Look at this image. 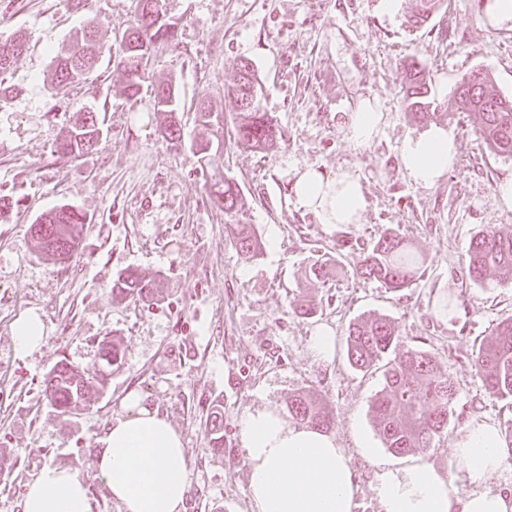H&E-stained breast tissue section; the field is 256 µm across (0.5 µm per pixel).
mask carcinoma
<instances>
[{"mask_svg":"<svg viewBox=\"0 0 512 512\" xmlns=\"http://www.w3.org/2000/svg\"><path fill=\"white\" fill-rule=\"evenodd\" d=\"M162 0H138V17L134 25L123 33L118 66L124 75V90L130 99L137 98L152 50L175 39L172 23L165 17ZM410 20L415 25L426 23L436 10L438 0H415ZM21 38L0 45V83L14 60L24 50ZM100 52L93 43V35L85 32L76 36L69 47L54 57L52 84L56 93L86 78L99 61ZM236 82L224 90L233 112V126L237 143L251 149H265L277 145L281 131L267 112L261 111L257 101V80L248 61L237 65ZM408 115L416 123L432 120L430 102L426 101L428 83L426 68L416 60L405 72ZM448 102L459 112H472L479 118L476 132L493 152L512 156V98L501 95L488 73L472 69L455 83ZM154 109L165 114L164 134L172 143L181 142L177 108L154 99ZM102 132L96 113L79 108L73 122L64 128L58 138L57 152L64 157L81 155L93 150L96 136ZM238 184L224 179V186L212 194V203L224 211L232 242L245 255L256 257L262 242L253 225L239 216ZM83 217L72 208L57 207L32 225V235L40 252L54 261L69 259L78 247L76 226ZM427 268V255L413 249L398 233L379 238L367 251L356 275L396 291L407 288L420 279ZM466 269L470 280L483 287L494 288L498 276L512 274V232L489 229L471 241L466 254ZM112 301L122 302L130 296L150 301L155 295V283L135 270L125 269L112 283ZM349 362L361 371H369L400 344L395 323L385 317L352 323L347 330ZM102 377L118 361L119 348L113 342H100ZM475 367L489 393L500 400L512 401V319L500 322L493 336L480 344L474 358ZM95 388L92 378L67 363H61L52 372L47 385V399L52 407L66 414L88 401ZM456 392L448 379L437 371V360L429 351L408 346L384 364L383 383L371 402L373 428L382 444L396 454L416 448H428L432 440L448 427L453 415ZM291 418L314 428H328L333 423L329 407L300 392L288 401ZM224 415L211 413L208 431L212 448L220 453L224 447Z\"/></svg>","mask_w":512,"mask_h":512,"instance_id":"cac0c4a2","label":"carcinoma"}]
</instances>
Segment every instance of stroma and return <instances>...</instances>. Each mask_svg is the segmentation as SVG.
<instances>
[{
	"mask_svg": "<svg viewBox=\"0 0 512 512\" xmlns=\"http://www.w3.org/2000/svg\"><path fill=\"white\" fill-rule=\"evenodd\" d=\"M484 0H444L421 27L409 24L414 0L394 15L378 0H165L178 26L175 42L156 49L137 99H127L115 64L122 35L135 21L136 0H0V41L26 40L0 100V195L12 202L0 221V512H21L28 483L47 464L66 467L88 488L91 512H122L96 476L99 439L125 413L128 396L166 416L181 432L189 469L186 512H251L249 471L239 422L249 412L287 414L304 391L325 401L328 432L352 453L359 487L354 512H380L378 467L358 450L376 435L370 404L380 371L347 359L349 324L384 316L403 342L423 346L456 391L447 429L419 455L448 470L468 420L512 421V404L486 390L474 366L481 341L512 318V279L495 288L473 284L464 267L471 240L487 227L512 230V209L495 187L512 178V157L491 152L476 118L449 108L447 91L473 68L512 97V29L490 25ZM92 27L104 46L97 68L67 88L76 106L94 110L104 128L98 146L76 158L55 151L64 112L51 89L54 55L70 36ZM419 59L431 83L434 124L456 143V162L431 188L407 175L400 146L423 127L410 120L404 76ZM252 63L260 108L283 139L269 150L237 144L232 122L216 132L222 155L206 162L190 148L200 128L196 107L224 109V89L240 61ZM172 84L179 101L181 146L163 136L155 88ZM378 99L380 135L354 146L345 132L359 99ZM359 175L365 197L360 223L338 229L295 204V169ZM240 186L239 203L264 244L258 257L239 252L211 194L225 178ZM68 204L84 214L79 246L53 263L38 252L30 226ZM396 232L426 252L424 276L393 292L356 277L366 250ZM348 240L349 248L336 244ZM327 263L328 280L310 278ZM155 281L152 302L115 304L111 286L124 269ZM454 297L451 324L432 313L435 299ZM311 303L312 315L301 306ZM36 312L47 340L31 356L14 353L12 327ZM323 324L336 334L330 364L316 362L309 338ZM110 339L120 362L87 407L62 415L45 381L60 360L88 373L101 367L99 343ZM224 412V451L214 454L207 416Z\"/></svg>",
	"mask_w": 512,
	"mask_h": 512,
	"instance_id": "1",
	"label": "stroma"
}]
</instances>
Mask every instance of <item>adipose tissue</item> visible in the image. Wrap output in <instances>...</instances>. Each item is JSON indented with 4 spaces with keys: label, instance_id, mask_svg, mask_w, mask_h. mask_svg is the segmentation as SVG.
I'll return each instance as SVG.
<instances>
[{
    "label": "adipose tissue",
    "instance_id": "1",
    "mask_svg": "<svg viewBox=\"0 0 512 512\" xmlns=\"http://www.w3.org/2000/svg\"><path fill=\"white\" fill-rule=\"evenodd\" d=\"M385 115L377 99L365 97L347 116L346 134L357 146L381 132ZM410 179L432 187L456 156L452 136L433 126L407 138L400 148ZM296 202L319 223H359L365 206L362 184L352 172L324 176L313 167L296 172ZM131 411L112 421L101 440L98 477L122 512H185L188 492L183 437L157 411L130 398ZM240 442L249 469L252 512H353L356 485L351 457L333 435L288 424L273 410L240 420ZM453 468L441 473L417 459L406 465L382 464L376 496L381 512H512V492L485 486V479L512 467V453L497 423L471 420L455 443ZM471 485L459 492L455 481ZM87 486L70 470L48 465L23 496V512H90Z\"/></svg>",
    "mask_w": 512,
    "mask_h": 512
}]
</instances>
